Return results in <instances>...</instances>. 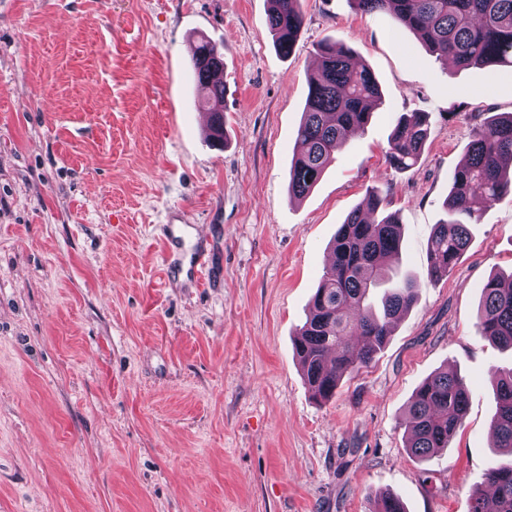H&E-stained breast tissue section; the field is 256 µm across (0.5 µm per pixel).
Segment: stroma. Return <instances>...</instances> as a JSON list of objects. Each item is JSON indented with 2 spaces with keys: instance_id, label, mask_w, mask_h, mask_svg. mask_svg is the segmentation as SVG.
Listing matches in <instances>:
<instances>
[{
  "instance_id": "stroma-1",
  "label": "stroma",
  "mask_w": 512,
  "mask_h": 512,
  "mask_svg": "<svg viewBox=\"0 0 512 512\" xmlns=\"http://www.w3.org/2000/svg\"><path fill=\"white\" fill-rule=\"evenodd\" d=\"M268 0H0V512H469L508 457L490 431L480 336L490 276H512V196L425 279L471 129L512 113V70L443 65L412 32L349 0H302L281 55ZM224 55L225 137L209 140L191 45ZM374 72L382 105L304 198L289 169L319 43ZM428 139L400 171L399 116ZM377 191L402 224L390 279L420 278L374 360L313 399L294 351L328 247ZM203 247L208 280H164L160 236ZM469 386L448 448H406L409 403L437 371ZM427 115L424 112L402 114L389 139L388 163L397 170H407L419 160L427 141Z\"/></svg>"
}]
</instances>
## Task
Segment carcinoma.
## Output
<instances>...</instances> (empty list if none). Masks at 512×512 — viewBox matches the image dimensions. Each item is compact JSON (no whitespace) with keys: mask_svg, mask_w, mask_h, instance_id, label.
<instances>
[{"mask_svg":"<svg viewBox=\"0 0 512 512\" xmlns=\"http://www.w3.org/2000/svg\"><path fill=\"white\" fill-rule=\"evenodd\" d=\"M364 13L387 12L413 31L442 62L458 68H512V0H349ZM269 30L277 50L291 53L303 29L300 0H271ZM308 75V94L297 130L288 193L306 196L340 152L352 129L366 127L381 104V90L370 68L356 60L345 44L326 41L315 54ZM192 64L201 103L210 114L213 138L224 140V56L210 40L194 41ZM427 115L400 116L389 139L388 163L407 170L419 160L427 141ZM512 156V113L491 116L473 127L464 160L449 179L444 202L447 219L434 225L429 241L426 279L448 275L470 243L468 225L512 194V172L503 157ZM401 224L394 213L369 221L364 212H350L336 231L331 263L310 300L309 314L294 339L296 356L312 396L326 401L342 378L368 365L383 347L395 318L408 309L421 287L403 279L384 293L381 309L371 302L373 290L387 277L384 265L398 255ZM480 334L512 349V287L493 276L482 289L478 317ZM357 335L355 343L349 336ZM497 411L491 421L496 447L512 454V369L493 374ZM468 386L456 372L440 371L417 388L409 405L406 448L426 458L448 447L463 425ZM486 483L494 491V510L487 508L483 489L471 493V512H512V462L491 467Z\"/></svg>","mask_w":512,"mask_h":512,"instance_id":"carcinoma-1","label":"carcinoma"}]
</instances>
